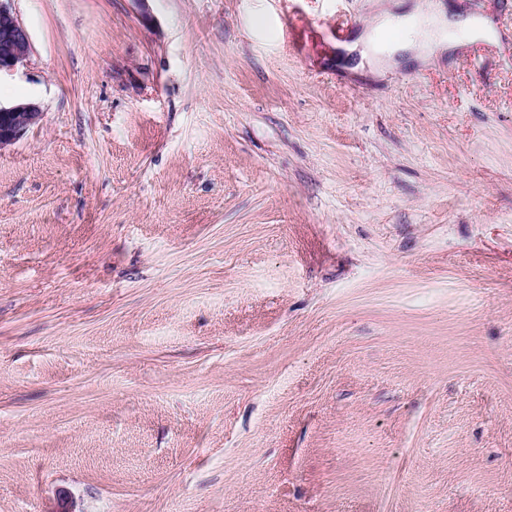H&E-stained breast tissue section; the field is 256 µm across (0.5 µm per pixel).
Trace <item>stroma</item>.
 I'll return each mask as SVG.
<instances>
[{
	"label": "stroma",
	"mask_w": 512,
	"mask_h": 512,
	"mask_svg": "<svg viewBox=\"0 0 512 512\" xmlns=\"http://www.w3.org/2000/svg\"><path fill=\"white\" fill-rule=\"evenodd\" d=\"M423 2L11 0L0 512H512V0ZM10 2L0 1V74L23 65L32 51L29 33ZM404 41L407 43L443 42L447 33L443 29L440 17L435 14H412L405 19L403 29ZM43 114L34 101L0 103V150L15 144L31 126L40 123Z\"/></svg>",
	"instance_id": "35a3bbf8"
}]
</instances>
